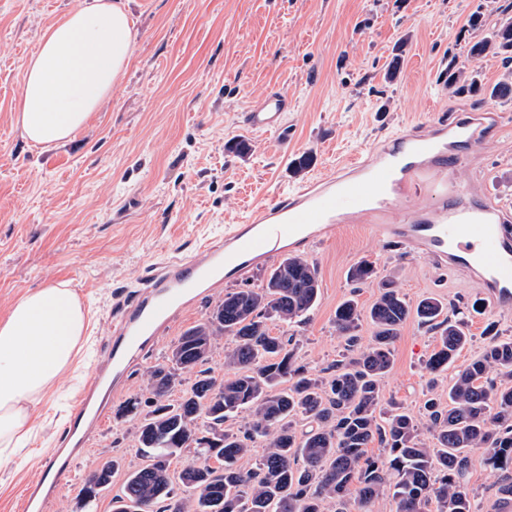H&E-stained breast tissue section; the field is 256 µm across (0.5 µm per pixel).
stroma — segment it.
<instances>
[{
	"instance_id": "obj_1",
	"label": "stroma",
	"mask_w": 512,
	"mask_h": 512,
	"mask_svg": "<svg viewBox=\"0 0 512 512\" xmlns=\"http://www.w3.org/2000/svg\"><path fill=\"white\" fill-rule=\"evenodd\" d=\"M75 3L0 0V319L26 290L69 282L87 309L91 357L60 375L44 396L30 444L0 471V512H22L29 483L48 474L76 397L105 356L118 303L152 264L192 254L261 202L330 175L410 122L460 111L499 113L503 122L478 140L458 183L482 187L512 207V102L454 96L443 82L455 60L489 87L505 76L501 58H469L465 47L480 37L471 14L482 11L485 28H492L512 16V0H135V51L125 77L74 141L45 149L27 144L15 123L23 63ZM403 37L400 74L391 81L387 66ZM273 89L290 97L284 132H248L242 112ZM240 139L251 146L243 158L226 149ZM308 151L313 164L294 172L292 159ZM308 257L321 284L316 306L302 323L274 321L270 328L292 337L299 359L320 376L345 352L334 324L337 306L353 298L365 311L378 293L376 284L349 282L359 261L373 262L378 278L395 281L413 306L432 296L461 308L484 296L476 280L408 255L361 224L341 225ZM267 273L256 268L240 283L200 296L131 366L113 406L147 401L149 368L165 362L183 331L204 320L225 292L259 287ZM466 322L472 340L459 362L480 354L488 332L512 339V310L486 306ZM437 348V332L410 317L393 345L384 401L416 416L427 392L447 400L449 374L427 387L426 362ZM137 426L135 416H108L42 512H79L89 474L115 458L120 468L112 489L92 505L94 512H112L127 472L142 463ZM469 458L474 512H497L500 472L486 464L484 449H471Z\"/></svg>"
}]
</instances>
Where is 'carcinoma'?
<instances>
[{
	"mask_svg": "<svg viewBox=\"0 0 512 512\" xmlns=\"http://www.w3.org/2000/svg\"><path fill=\"white\" fill-rule=\"evenodd\" d=\"M488 53L512 62V18L469 48L472 58ZM448 89L476 94L481 86L459 66L448 68ZM374 275L367 261L348 273L359 284ZM319 296L316 265L288 254L261 287L225 293L204 321L178 338L166 363L149 372L152 398L136 436L143 463L127 475L112 512H373L388 492L395 512H424L432 501L438 512H474L466 486L470 448L486 449V463L504 473L499 500L512 502V340L492 336L477 357L458 366L448 406L434 394L424 401L428 443L415 416L384 406L381 381L410 315L439 333V348L428 360L432 374L452 365L469 343L464 323L435 297L411 308L394 282L383 281L367 312L373 333L365 346L356 336L358 302L347 299L336 308V332L355 354L330 367L325 380L299 361L290 340L271 335L267 323L298 321ZM219 336L230 341L224 366L231 376L221 382L202 368ZM183 371L196 372L194 382L172 402ZM240 412L247 413L241 429L224 430ZM299 413L309 429L297 430ZM375 441L384 448L380 457L368 451ZM259 442L265 446L259 463L243 469L239 461ZM190 448L203 450L202 462L183 471L187 496L178 498L169 466Z\"/></svg>",
	"mask_w": 512,
	"mask_h": 512,
	"instance_id": "obj_1",
	"label": "carcinoma"
}]
</instances>
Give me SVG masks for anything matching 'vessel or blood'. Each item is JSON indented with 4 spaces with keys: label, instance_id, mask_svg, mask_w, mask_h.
<instances>
[{
    "label": "vessel or blood",
    "instance_id": "b4317fda",
    "mask_svg": "<svg viewBox=\"0 0 512 512\" xmlns=\"http://www.w3.org/2000/svg\"><path fill=\"white\" fill-rule=\"evenodd\" d=\"M288 98L269 92L243 115L251 132L279 133ZM478 138L470 113L453 121L413 127L359 153L329 176L272 197L219 243L161 266L127 304L108 340L107 358L88 377L63 447L53 457L58 478L70 469L72 448L94 434L111 395L119 393L137 353L153 344L188 299L219 281H237L284 252L308 250L330 238L339 224L366 218L378 238L476 277L494 308H512V213L457 184ZM430 195L431 205L415 198Z\"/></svg>",
    "mask_w": 512,
    "mask_h": 512
}]
</instances>
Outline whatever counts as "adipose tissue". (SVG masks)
Segmentation results:
<instances>
[{"instance_id":"adipose-tissue-1","label":"adipose tissue","mask_w":512,"mask_h":512,"mask_svg":"<svg viewBox=\"0 0 512 512\" xmlns=\"http://www.w3.org/2000/svg\"><path fill=\"white\" fill-rule=\"evenodd\" d=\"M131 2L80 0L46 29L24 63L16 122L27 142L73 140L111 99L135 51ZM86 336L84 305L66 282L25 292L0 320L1 467L30 441L40 402Z\"/></svg>"}]
</instances>
